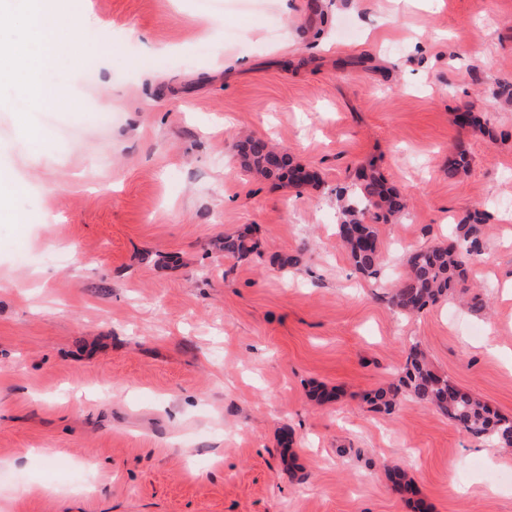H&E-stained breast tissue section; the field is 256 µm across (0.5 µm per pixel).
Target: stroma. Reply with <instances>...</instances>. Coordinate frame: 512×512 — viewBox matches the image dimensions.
Masks as SVG:
<instances>
[{
    "label": "stroma",
    "mask_w": 512,
    "mask_h": 512,
    "mask_svg": "<svg viewBox=\"0 0 512 512\" xmlns=\"http://www.w3.org/2000/svg\"><path fill=\"white\" fill-rule=\"evenodd\" d=\"M47 8L90 35L41 73L54 104L0 82V182L21 185L0 198V512H512V453L410 399L369 403L416 347L512 416V0ZM240 133L319 184L247 175ZM368 165L409 202L375 278L337 235L336 190ZM475 210L491 314L393 309L408 255ZM246 227L261 256L213 248Z\"/></svg>",
    "instance_id": "35a3bbf8"
}]
</instances>
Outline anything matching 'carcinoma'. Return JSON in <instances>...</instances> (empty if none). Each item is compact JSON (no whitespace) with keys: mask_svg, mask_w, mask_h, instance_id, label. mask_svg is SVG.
<instances>
[{"mask_svg":"<svg viewBox=\"0 0 512 512\" xmlns=\"http://www.w3.org/2000/svg\"><path fill=\"white\" fill-rule=\"evenodd\" d=\"M241 169L264 180L287 182L300 191L319 182L318 174L294 161L288 150L256 136H246L232 145ZM407 200L386 185L376 172L360 168L355 173L338 235L355 270L366 277L376 275L382 264L377 225L400 218ZM483 221L478 213L462 218L455 227V240L446 246L420 248L407 260L408 270L395 284L388 302L403 315L422 312L427 306L454 296L479 311L486 303L469 285V259L481 254ZM259 244L243 229L224 236V255L246 259L258 252ZM403 396L429 406L451 419L462 431L490 438L501 448H512V416L500 415L471 394L459 390L448 378L437 375L424 354L412 347L398 382L378 389L370 403L391 413ZM390 479L399 493L414 492L406 471L391 470Z\"/></svg>","mask_w":512,"mask_h":512,"instance_id":"cac0c4a2","label":"carcinoma"}]
</instances>
